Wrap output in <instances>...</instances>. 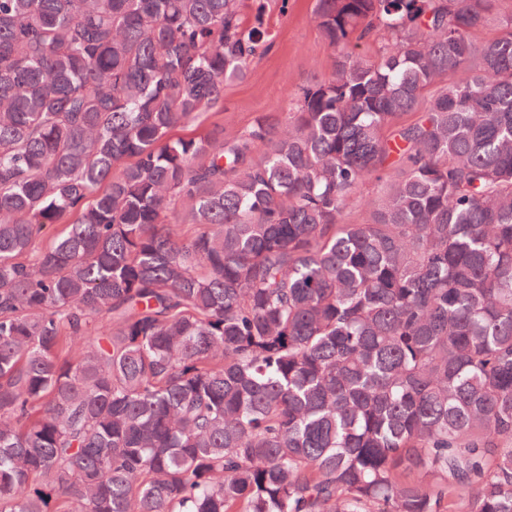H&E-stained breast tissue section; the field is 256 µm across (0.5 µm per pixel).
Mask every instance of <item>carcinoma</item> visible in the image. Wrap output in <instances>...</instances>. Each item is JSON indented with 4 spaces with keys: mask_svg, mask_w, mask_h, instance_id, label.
Here are the masks:
<instances>
[{
    "mask_svg": "<svg viewBox=\"0 0 512 512\" xmlns=\"http://www.w3.org/2000/svg\"><path fill=\"white\" fill-rule=\"evenodd\" d=\"M262 15L0 0V512H512V3L315 0L226 138ZM263 1V23L274 34L273 46L244 79L224 88V111L216 116L224 137L248 127L258 114L278 118L291 95L331 71L334 54L316 26L315 0H290L286 16L278 0Z\"/></svg>",
    "mask_w": 512,
    "mask_h": 512,
    "instance_id": "carcinoma-1",
    "label": "carcinoma"
}]
</instances>
